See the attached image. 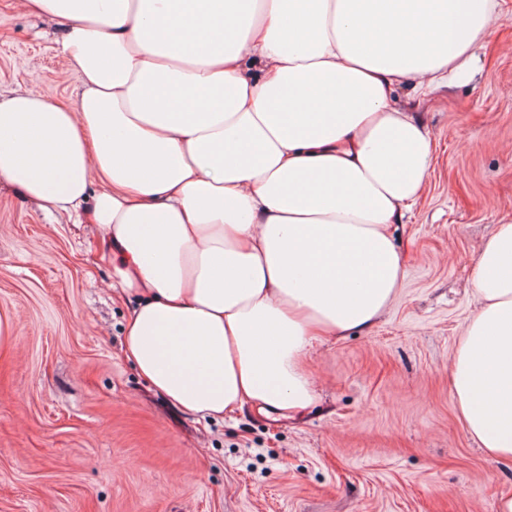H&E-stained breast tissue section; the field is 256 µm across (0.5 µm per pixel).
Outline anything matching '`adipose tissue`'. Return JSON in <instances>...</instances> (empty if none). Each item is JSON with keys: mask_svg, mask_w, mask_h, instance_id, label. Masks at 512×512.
Masks as SVG:
<instances>
[{"mask_svg": "<svg viewBox=\"0 0 512 512\" xmlns=\"http://www.w3.org/2000/svg\"><path fill=\"white\" fill-rule=\"evenodd\" d=\"M20 4L58 22L79 84L66 105L0 97V181L96 225L136 301L127 357L172 406L304 415L315 341L370 331L402 285L435 145L398 90L468 74L495 0ZM471 285L448 380L469 436L512 461V221Z\"/></svg>", "mask_w": 512, "mask_h": 512, "instance_id": "adipose-tissue-1", "label": "adipose tissue"}]
</instances>
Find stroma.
Returning a JSON list of instances; mask_svg holds the SVG:
<instances>
[{
	"mask_svg": "<svg viewBox=\"0 0 512 512\" xmlns=\"http://www.w3.org/2000/svg\"><path fill=\"white\" fill-rule=\"evenodd\" d=\"M469 79L417 110L437 144L398 229L405 277L370 332L316 345L300 420L184 413L123 351L131 301L97 228L0 181V512H496L512 463L460 422L451 359L480 245L512 219V0ZM54 20L0 0V95L71 97Z\"/></svg>",
	"mask_w": 512,
	"mask_h": 512,
	"instance_id": "1",
	"label": "stroma"
}]
</instances>
